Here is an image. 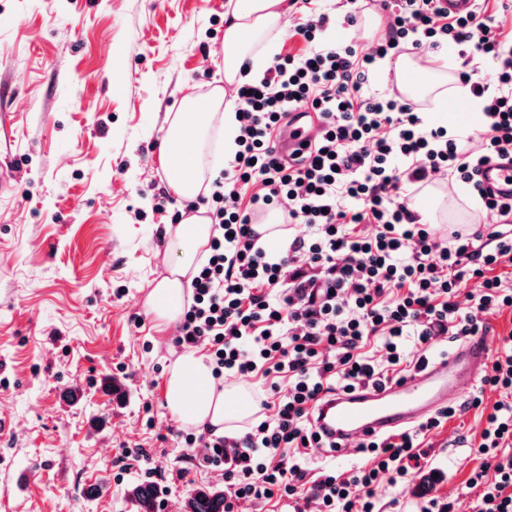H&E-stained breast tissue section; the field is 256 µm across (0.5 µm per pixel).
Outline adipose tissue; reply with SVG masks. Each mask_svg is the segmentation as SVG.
Masks as SVG:
<instances>
[{
  "mask_svg": "<svg viewBox=\"0 0 512 512\" xmlns=\"http://www.w3.org/2000/svg\"><path fill=\"white\" fill-rule=\"evenodd\" d=\"M292 11L290 0H231L224 14V84L207 98L186 94L179 111L168 113L160 145V158L169 175V186L182 200H195L204 182L202 148L214 128H221L225 154H233L238 135L235 103L230 94L243 72L257 73L263 59ZM205 111H197L198 102ZM211 236L210 220L192 216L169 233L165 252L171 262L167 275L148 295V305L159 324H178L183 316L188 275L206 256ZM166 401L173 417L183 424L232 433L257 411L245 385L226 387L212 373L205 355L189 352L171 365Z\"/></svg>",
  "mask_w": 512,
  "mask_h": 512,
  "instance_id": "adipose-tissue-1",
  "label": "adipose tissue"
}]
</instances>
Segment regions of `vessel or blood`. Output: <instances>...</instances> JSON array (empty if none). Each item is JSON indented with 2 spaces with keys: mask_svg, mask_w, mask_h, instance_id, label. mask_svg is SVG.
I'll return each mask as SVG.
<instances>
[{
  "mask_svg": "<svg viewBox=\"0 0 512 512\" xmlns=\"http://www.w3.org/2000/svg\"><path fill=\"white\" fill-rule=\"evenodd\" d=\"M306 115L303 109L296 112L284 137L286 149L313 142L317 137L318 132L309 128ZM478 178L482 187L498 198L512 199V159L486 163ZM488 354L489 344L483 337L468 338L398 383L336 393L317 407L313 428L338 451L350 453L358 441L408 428L458 402L463 390L476 385Z\"/></svg>",
  "mask_w": 512,
  "mask_h": 512,
  "instance_id": "vessel-or-blood-1",
  "label": "vessel or blood"
}]
</instances>
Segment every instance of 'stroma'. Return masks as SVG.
Segmentation results:
<instances>
[{
    "label": "stroma",
    "mask_w": 512,
    "mask_h": 512,
    "mask_svg": "<svg viewBox=\"0 0 512 512\" xmlns=\"http://www.w3.org/2000/svg\"><path fill=\"white\" fill-rule=\"evenodd\" d=\"M228 0H0V512H136L137 481L163 489L159 512L223 485L192 468L166 406L175 328L144 304L167 273L168 225L186 204L158 209V144L188 92L224 83ZM337 42L367 44L384 11L343 24L350 0H316ZM434 224L482 219L470 188L437 185ZM501 398L486 389L430 431L420 468L382 484L374 512L472 505L475 448ZM436 473L426 486L428 473Z\"/></svg>",
    "instance_id": "1"
}]
</instances>
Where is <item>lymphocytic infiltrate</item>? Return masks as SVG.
Wrapping results in <instances>:
<instances>
[{
    "label": "lymphocytic infiltrate",
    "instance_id": "1",
    "mask_svg": "<svg viewBox=\"0 0 512 512\" xmlns=\"http://www.w3.org/2000/svg\"><path fill=\"white\" fill-rule=\"evenodd\" d=\"M311 2L301 0L297 25L306 53L272 57L236 91L237 149L204 198L209 253L191 279L175 340L184 349L205 347L215 377L270 380L259 402L265 419L236 438L186 440L202 446L198 467L223 468L224 512L294 497L313 512H373L376 488L405 478L422 458L426 432L454 408L414 430L364 441L362 466L348 474L327 467L311 481L304 463L324 445L310 421L314 408L339 390L401 381L407 340L429 348L451 332L484 334L490 316L512 308V283L493 273L512 264V201L477 188L500 223L445 237L409 207L432 176L474 185L491 158L512 157V44L483 10L451 18L435 0H382L388 28L360 50L336 43L328 16ZM445 43L498 71L493 90L471 73L457 75L488 119L477 149L468 137L427 127L417 101L363 92L376 60L408 53L426 62ZM302 108L318 113L322 131L307 154L288 158L279 142L288 114ZM277 207L303 232L272 255L260 246L253 217ZM360 224L371 232H357ZM373 337L377 358L364 353ZM482 383L504 398L481 433L483 463L470 483L482 492L473 512H512V333L500 337Z\"/></svg>",
    "mask_w": 512,
    "mask_h": 512
}]
</instances>
